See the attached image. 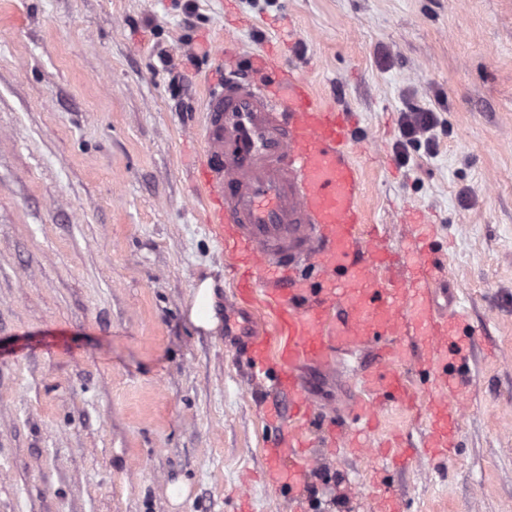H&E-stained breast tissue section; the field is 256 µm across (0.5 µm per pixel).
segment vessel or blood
<instances>
[{
  "label": "vessel or blood",
  "mask_w": 512,
  "mask_h": 512,
  "mask_svg": "<svg viewBox=\"0 0 512 512\" xmlns=\"http://www.w3.org/2000/svg\"><path fill=\"white\" fill-rule=\"evenodd\" d=\"M197 136L207 222L222 255L252 277L250 286L234 287L228 305L238 313L260 297L275 315L272 332L243 346L252 380L288 393L289 452L308 447L304 427L315 408L300 369L329 365L340 350L392 341L407 321L428 343L438 378L427 446L449 455L465 385L458 328L467 317L440 311L436 297L444 287L432 271L396 287L379 254L377 227L362 214L345 113L317 102L309 85L285 70L273 85L246 79L210 86ZM312 263L319 278L309 288L293 273ZM336 306L343 317L334 322ZM403 358L390 350L382 369L365 375L353 423L370 424L381 399L414 400L397 368ZM265 477L274 488L292 490L299 475L283 470L275 450Z\"/></svg>",
  "instance_id": "obj_1"
}]
</instances>
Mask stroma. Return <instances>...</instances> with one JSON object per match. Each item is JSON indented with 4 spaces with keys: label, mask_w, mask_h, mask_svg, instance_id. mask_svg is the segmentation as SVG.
<instances>
[{
    "label": "stroma",
    "mask_w": 512,
    "mask_h": 512,
    "mask_svg": "<svg viewBox=\"0 0 512 512\" xmlns=\"http://www.w3.org/2000/svg\"><path fill=\"white\" fill-rule=\"evenodd\" d=\"M349 112L366 221L416 277L412 214L471 342L456 453L421 445L396 403L351 423L379 350L307 367L314 448L305 512H512V0H0V512H293L262 477L287 396L252 385L223 330L189 318L196 289L232 290L195 180L210 80L258 78L253 49ZM434 148L398 154L408 104ZM186 495L172 506L171 485Z\"/></svg>",
    "instance_id": "35a3bbf8"
}]
</instances>
